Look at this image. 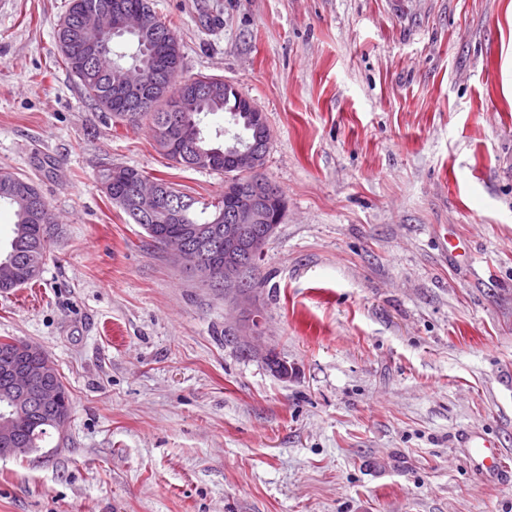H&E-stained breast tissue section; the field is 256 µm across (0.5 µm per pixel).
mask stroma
<instances>
[{
	"mask_svg": "<svg viewBox=\"0 0 512 512\" xmlns=\"http://www.w3.org/2000/svg\"><path fill=\"white\" fill-rule=\"evenodd\" d=\"M183 76L263 112L286 213L247 309L188 274L101 188L130 166L209 202L149 123L61 63L68 0H0V168L57 217L0 337L43 347L63 436L0 459V512H512L458 439L512 459V0H152ZM465 243L445 253L444 235Z\"/></svg>",
	"mask_w": 512,
	"mask_h": 512,
	"instance_id": "stroma-1",
	"label": "stroma"
}]
</instances>
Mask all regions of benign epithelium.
I'll return each instance as SVG.
<instances>
[{
  "label": "benign epithelium",
  "mask_w": 512,
  "mask_h": 512,
  "mask_svg": "<svg viewBox=\"0 0 512 512\" xmlns=\"http://www.w3.org/2000/svg\"><path fill=\"white\" fill-rule=\"evenodd\" d=\"M97 18L96 36L87 41L84 48V60L87 62L104 59L110 52V44L115 37L126 35L133 40L143 39L146 30L155 23L153 15L141 9L101 12L97 14ZM136 72L140 74L142 69L112 66L108 73L110 89L115 92L136 89ZM182 109L183 97L175 96L170 99L168 110L175 113V116L163 130L169 145L168 151L179 162L187 157L186 141L175 134L179 120L177 112ZM231 160L232 163L225 167V178L228 180L234 178L236 172L246 173L259 168L262 155L256 146L249 144L235 149ZM166 197L163 185H147L142 179L135 178L125 203L136 220L144 221L161 210ZM285 210L286 201L272 186L256 193L249 207L236 209L228 217L224 216V206H219V216L213 222L212 239L217 247L225 248L224 262L210 261L208 275L214 281H224V288L232 292L235 302L242 303L250 299L252 291L244 289L245 272L256 268L268 241L282 221ZM167 249L170 258L183 265L205 260L204 255L195 252L192 236L187 231L170 236ZM38 276L39 271L31 267L25 270L13 268L10 279L13 287L20 288ZM54 372L46 351L31 343L16 360L0 365V390L26 399L29 404L28 412L31 414H39L48 409L56 411L62 396L51 379ZM0 443L6 445V448L0 450L1 459L19 458L31 452L10 426L0 429Z\"/></svg>",
  "instance_id": "1"
}]
</instances>
